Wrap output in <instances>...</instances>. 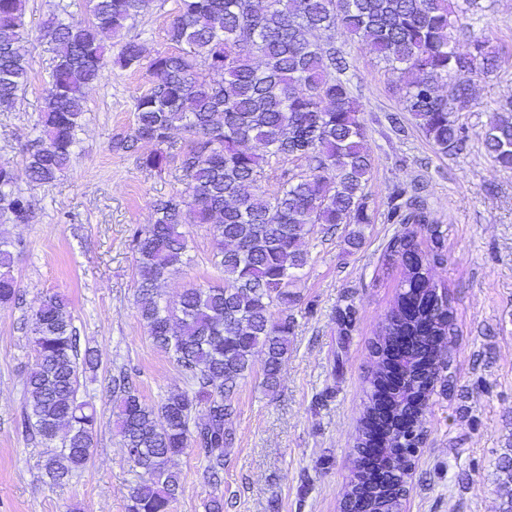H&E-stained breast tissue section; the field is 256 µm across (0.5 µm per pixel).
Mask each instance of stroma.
Masks as SVG:
<instances>
[{
	"instance_id": "35a3bbf8",
	"label": "stroma",
	"mask_w": 512,
	"mask_h": 512,
	"mask_svg": "<svg viewBox=\"0 0 512 512\" xmlns=\"http://www.w3.org/2000/svg\"><path fill=\"white\" fill-rule=\"evenodd\" d=\"M57 0H28L25 24L34 82L15 109L0 112V162L9 163L18 190L35 204L30 223L0 218V237L23 239L14 257L18 303L0 307V512H128L139 481L127 462L112 414L107 381L122 368L135 370L142 399L159 404L174 389L193 384L156 350L135 305L133 226L151 223L159 198L184 188L178 161L164 170H142L135 156L110 145L134 119L136 98L150 85L146 70L109 66L87 94V114L70 170L50 184L25 175L24 144L44 106L41 76L53 65L42 40ZM477 28L502 57L479 78L459 114L469 132L461 151L441 155L411 116L402 130L388 114L402 113L393 71L360 40L335 35L348 62L343 72L362 105L373 169L368 186L374 223L314 226L303 240L308 264L293 286L299 300L290 350L276 392L261 385V372L243 380L234 396L233 447L224 480L209 482L205 461L190 448L171 466L182 491L173 512H206L223 497L224 512H340L348 490L355 437L374 368L372 343L382 330L401 272L389 257L402 224L383 219L396 187L420 188L438 239L422 245L442 254L432 278L451 299L453 329L448 385L436 391L423 418L420 448L402 499V512H501L498 463L512 451V170L486 155L481 135L494 109L512 101V0H481ZM177 0H151L134 24L105 41L119 47L139 39L146 56L167 50L165 28ZM359 230L361 243L349 235ZM189 244L179 272L160 285L173 300L191 284H217L208 225L188 227ZM70 300L81 348L100 354L88 373L86 398L98 415V444L85 470L56 486L43 471L44 445L17 422L24 381L34 358L29 317L47 295Z\"/></svg>"
}]
</instances>
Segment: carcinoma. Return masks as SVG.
<instances>
[{
	"mask_svg": "<svg viewBox=\"0 0 512 512\" xmlns=\"http://www.w3.org/2000/svg\"><path fill=\"white\" fill-rule=\"evenodd\" d=\"M85 17L56 5L58 15L44 37L56 63L44 80L45 106L39 135L24 147L26 173L48 184L70 167L78 132L86 120V90L98 83L109 59L103 34L114 35L149 8V0H83ZM480 0H180L165 29L169 49L148 62L151 87L135 102V121L112 139L111 150L135 154L139 167L162 171L178 157L186 178L178 195L154 204V220L133 228L135 304L154 347L167 354L193 382L191 393L169 392L158 407L141 399L123 370L110 379L116 425L126 458L142 470L129 512H172L181 479L169 463L189 447L207 461L219 484L232 445L226 430L239 383L263 355L262 386L275 392L288 354L292 321L271 309L298 301L290 286L308 263L301 240L311 226L375 220L367 186L372 158L362 106L336 76L345 57L329 46L341 31L370 44L400 71L403 111L425 138L446 155L462 149L468 131L458 122L473 95L474 80L494 71L498 52L467 22ZM26 0H0V111L15 108L31 83L25 36ZM143 47L123 43L114 63L141 65ZM209 77L200 75V68ZM191 139L176 146L174 132ZM486 154L512 170V113H495L482 135ZM303 159L308 172L280 170L277 190L262 185L266 169ZM34 203L16 189V174L0 162V212L27 224ZM384 219L389 224H425L417 196L394 189ZM187 224H206L214 242L212 264L222 286L192 285L165 301L159 282L177 272L188 249ZM21 241L0 238V306L18 300L13 250ZM390 256L402 278L373 342L376 368L369 378L356 448L372 447L368 426L377 412L379 387L390 379L389 341L406 336L409 357L398 359L399 380L389 394L390 428L372 470L354 459L356 500L382 487V512H401L403 470L388 464L398 454V414L415 424L411 401L428 399L440 373L439 340L452 331L448 292L431 279V263L417 234L395 236ZM34 363L25 382L22 426L47 447L43 469L55 485L83 471L97 446L96 411L80 396L81 379L98 366V355L80 350L69 303L60 294L41 300L31 317Z\"/></svg>",
	"mask_w": 512,
	"mask_h": 512,
	"instance_id": "obj_1",
	"label": "carcinoma"
}]
</instances>
